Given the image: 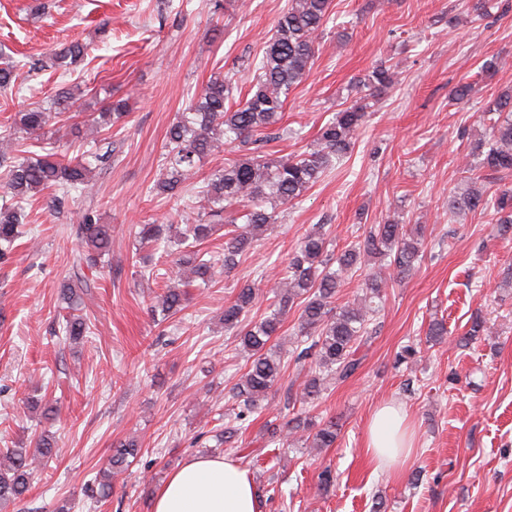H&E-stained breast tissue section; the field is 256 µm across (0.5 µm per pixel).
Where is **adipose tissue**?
I'll list each match as a JSON object with an SVG mask.
<instances>
[{"mask_svg":"<svg viewBox=\"0 0 512 512\" xmlns=\"http://www.w3.org/2000/svg\"><path fill=\"white\" fill-rule=\"evenodd\" d=\"M367 449L380 463L407 457L412 446L406 412L393 405L376 409L367 428ZM153 512H260V501L238 462L197 456L167 476L155 495Z\"/></svg>","mask_w":512,"mask_h":512,"instance_id":"1","label":"adipose tissue"}]
</instances>
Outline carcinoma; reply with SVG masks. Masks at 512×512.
Listing matches in <instances>:
<instances>
[{"label":"carcinoma","instance_id":"carcinoma-1","mask_svg":"<svg viewBox=\"0 0 512 512\" xmlns=\"http://www.w3.org/2000/svg\"><path fill=\"white\" fill-rule=\"evenodd\" d=\"M332 0H288V7L279 16L274 32L265 45L257 67L256 83L245 98L235 106L231 78L216 75L191 97L185 110L179 113L167 131L170 150L166 164L154 184L156 194L173 197L190 180L197 162L208 153L234 145L246 147L270 137L269 129L281 118L290 90L306 80L318 50L316 37L328 22ZM89 45L79 41L65 43L49 55L51 66L67 71L87 54ZM393 82L390 69L378 66L362 87L376 92ZM76 97L71 88L61 89L55 99V113L39 106H29L14 114L12 126L0 133V139L12 140L18 132L28 135L26 156L6 166L3 179L7 199L0 203V260H8L23 234L25 218L20 203L45 190L55 191L53 201L68 198L71 192L87 189V174L94 166L107 163L112 157V141L105 137L94 142L93 148L81 158H66L46 151L42 133L52 118L69 121L67 110ZM488 128L470 153L469 171H484L489 175L512 172V92L499 95L489 106ZM126 112V102L119 99L100 112L85 115L96 131L112 126V115ZM366 117L365 105L356 104L323 125L316 139L302 154L279 159L264 155L230 160L207 181L203 194L202 219L190 224L169 238L183 247L174 261V278L167 286L154 310L166 317L182 311L187 301L186 287L199 281L209 283L215 275V263L202 259L191 250L188 241L202 242L215 227L224 223V214L232 213L244 203L243 224L224 233V271H231L237 257L247 253L257 237L275 223V212L267 203L279 206L295 204L312 187L333 159L342 157L351 147L353 135ZM451 208L457 212L493 211L498 236L512 240V187L490 191L484 177L478 175L466 181L454 192ZM172 229L170 224H141L138 245L152 246L163 240ZM69 236L75 241L72 274L59 290L58 299L68 311L59 332L69 345L84 342L91 334L87 318L78 314L84 296L94 293L99 272L112 255V228L101 221L99 209L87 205L79 210L77 223L69 226ZM423 227L386 221L374 224L364 232L362 240L345 248L337 256L327 253L323 226L308 232L289 254L287 277L272 289L273 309L255 323H243L244 312L255 299L256 288H241L233 304L224 307V328L236 332L239 347L247 354L250 365L229 391L231 408L224 414V430L216 435L218 445H228L227 451L246 463L257 450L238 445L239 434L246 423L261 412L271 389L283 376L285 364L281 352L269 345L281 327L282 318L295 300H304L293 353L295 361L307 359L315 365V373L306 377L300 393V403H314L324 390L325 382L338 384L352 378L360 368L359 347L371 339L368 322L378 311L383 290L388 282L408 276L420 262ZM379 262V272L364 283L365 293L357 303L333 306L344 284L345 275L361 268L365 262ZM488 335L485 321L472 319L461 338L469 342ZM288 432H302L316 448H331L338 437L337 423L330 419L316 424L309 416H296L287 422ZM141 446L126 439L114 446L107 468L96 477L97 495L105 499L112 493V478L125 471L138 457ZM58 454L57 442L42 433L35 440V450L8 448L0 455V505L24 497L31 488L32 464L36 458L51 459Z\"/></svg>","mask_w":512,"mask_h":512}]
</instances>
